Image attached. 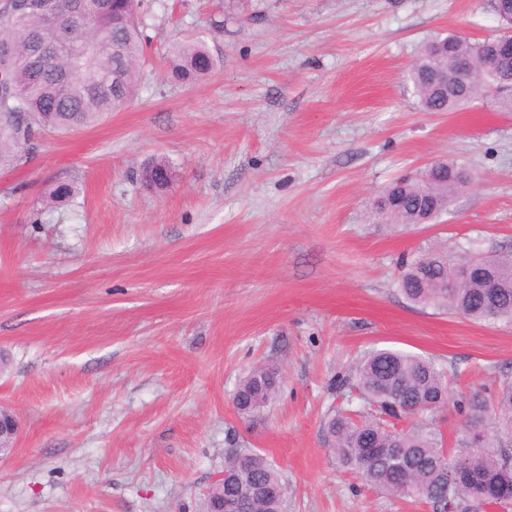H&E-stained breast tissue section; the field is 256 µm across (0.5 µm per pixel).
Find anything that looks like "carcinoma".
Listing matches in <instances>:
<instances>
[{"label":"carcinoma","instance_id":"cac0c4a2","mask_svg":"<svg viewBox=\"0 0 512 512\" xmlns=\"http://www.w3.org/2000/svg\"><path fill=\"white\" fill-rule=\"evenodd\" d=\"M144 0H86L82 25L74 43H91L81 58L44 50L61 39L42 14L25 0H0V168L19 163L41 147L39 135L85 127L135 95L145 63L147 36L141 13ZM501 21L499 33L483 39L450 34L421 50L407 71V80L424 112H454L466 91L496 92L501 107L512 109V90L499 73L512 75V53L488 67L489 46L511 28L501 0H493ZM461 62L470 63L467 87L441 88L432 80ZM173 76L197 80L212 67L204 39L174 48L168 57ZM437 177L428 171L399 179L371 205L383 224H414L431 211L446 212L461 190L457 179L465 168L436 161ZM458 256L432 244L403 265L400 292L422 307L445 309L475 322L512 321V253L481 260L468 277L456 280ZM356 390L370 413L334 409L325 423L331 451L339 463L365 485L388 495L423 499L435 512H512V377L504 378L493 397L474 393L455 403L464 413L459 453L444 446L440 428L427 420L448 407V375L436 362L393 349H374L355 367ZM276 368L261 365L240 381L234 400L239 414L252 416L270 404L279 391ZM409 419L398 429L386 418ZM224 465L242 471L241 480L260 496H238L239 484L203 494L198 512H211L214 497L237 499V512H288V484L268 458L228 438Z\"/></svg>","mask_w":512,"mask_h":512}]
</instances>
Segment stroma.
Here are the masks:
<instances>
[{"label": "stroma", "mask_w": 512, "mask_h": 512, "mask_svg": "<svg viewBox=\"0 0 512 512\" xmlns=\"http://www.w3.org/2000/svg\"><path fill=\"white\" fill-rule=\"evenodd\" d=\"M133 100L0 170V512H197L228 433L281 472L289 512H432L367 488L323 424L374 349L433 359L454 398L512 376V324L421 307L403 258L442 241L512 252V110L422 111L405 75L449 34H495L490 0H151ZM201 37L214 64L172 79ZM169 187H145L153 159ZM472 184L434 224H371L425 163ZM60 183L75 192L50 203ZM276 400L242 418L253 367ZM169 67L178 80H197L207 74L212 67L211 55L204 39L175 47L168 57ZM280 377L276 368L256 366L240 381L234 400L239 414L252 416L270 404L279 391ZM19 435V422L8 410L0 409V454L11 449Z\"/></svg>", "instance_id": "obj_1"}]
</instances>
